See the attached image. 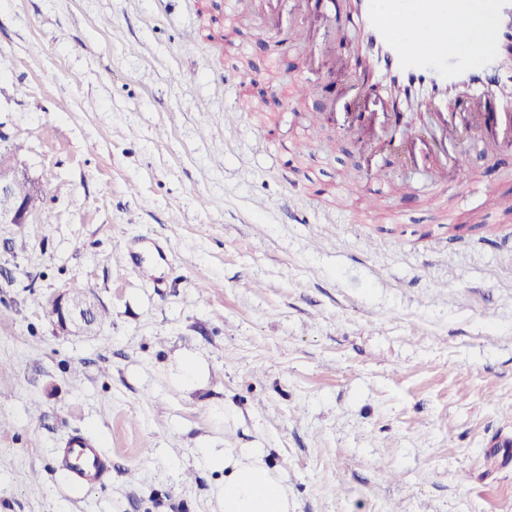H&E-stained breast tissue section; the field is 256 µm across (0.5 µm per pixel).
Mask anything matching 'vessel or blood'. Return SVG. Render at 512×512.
<instances>
[{
	"instance_id": "vessel-or-blood-1",
	"label": "vessel or blood",
	"mask_w": 512,
	"mask_h": 512,
	"mask_svg": "<svg viewBox=\"0 0 512 512\" xmlns=\"http://www.w3.org/2000/svg\"><path fill=\"white\" fill-rule=\"evenodd\" d=\"M361 40L347 55L361 94L381 98L398 147L419 140L430 113L448 134L512 128V0H345ZM108 457L89 439L68 441L60 464L76 487H91Z\"/></svg>"
}]
</instances>
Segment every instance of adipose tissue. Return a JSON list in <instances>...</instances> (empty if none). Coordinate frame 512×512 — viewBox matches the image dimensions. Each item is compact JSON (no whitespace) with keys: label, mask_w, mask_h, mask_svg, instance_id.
<instances>
[{"label":"adipose tissue","mask_w":512,"mask_h":512,"mask_svg":"<svg viewBox=\"0 0 512 512\" xmlns=\"http://www.w3.org/2000/svg\"><path fill=\"white\" fill-rule=\"evenodd\" d=\"M263 448L206 449V466L223 471V512H290L288 487Z\"/></svg>","instance_id":"ef3b65f1"}]
</instances>
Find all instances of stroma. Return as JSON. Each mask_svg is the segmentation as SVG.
Segmentation results:
<instances>
[{"mask_svg": "<svg viewBox=\"0 0 512 512\" xmlns=\"http://www.w3.org/2000/svg\"><path fill=\"white\" fill-rule=\"evenodd\" d=\"M307 15L315 65L224 0H0V137L44 190L0 224V512H221L205 448L267 449L293 512H512V149L460 145L438 197L368 154L357 27ZM269 129L312 143L288 174ZM369 162L394 180L352 196ZM77 281L107 322L65 335ZM76 433L92 488L56 465ZM50 305L54 325L62 331H69L71 327H77L80 323L91 325L89 320L94 307L87 297L83 303L72 302L65 292L53 298ZM108 457L89 439L68 441L60 453V464L68 481L76 487L95 486L108 471Z\"/></svg>", "mask_w": 512, "mask_h": 512, "instance_id": "obj_1", "label": "stroma"}]
</instances>
